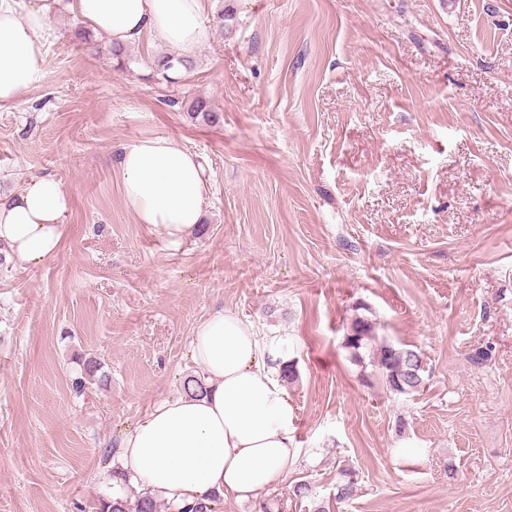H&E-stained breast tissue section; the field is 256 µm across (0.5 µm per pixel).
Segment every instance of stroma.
I'll list each match as a JSON object with an SVG mask.
<instances>
[{"label":"stroma","mask_w":512,"mask_h":512,"mask_svg":"<svg viewBox=\"0 0 512 512\" xmlns=\"http://www.w3.org/2000/svg\"><path fill=\"white\" fill-rule=\"evenodd\" d=\"M70 4L41 81L0 109V190L49 175L72 197L57 256L0 265V512H96L122 435L181 394L221 307L298 378L287 475L219 512H312L288 499L301 480L329 512H512V0H203L208 37L172 83L153 38L122 69L73 45ZM196 97L217 124L180 109ZM154 135L209 184L173 252L114 164ZM358 311L422 350L418 392L353 359ZM342 464L360 491L339 503Z\"/></svg>","instance_id":"35a3bbf8"}]
</instances>
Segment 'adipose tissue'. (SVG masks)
<instances>
[{
    "label": "adipose tissue",
    "mask_w": 512,
    "mask_h": 512,
    "mask_svg": "<svg viewBox=\"0 0 512 512\" xmlns=\"http://www.w3.org/2000/svg\"><path fill=\"white\" fill-rule=\"evenodd\" d=\"M57 0H0V109L23 102L41 80ZM95 32L116 47L149 35L184 56L208 31L202 0H73ZM123 195L137 223L176 251L202 224L208 188L197 154L168 137H144L116 153ZM72 200L51 176L0 193V256L38 265L55 257ZM201 396L157 403L118 444L141 493L184 503L219 493L253 499L277 484L295 459L288 394L266 362L264 346L234 311L211 312L189 340Z\"/></svg>",
    "instance_id": "adipose-tissue-1"
}]
</instances>
